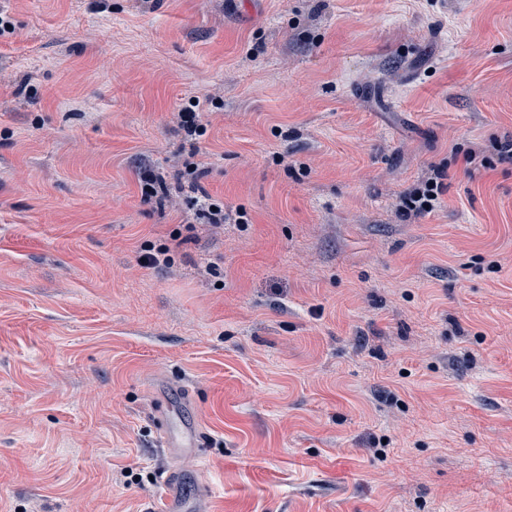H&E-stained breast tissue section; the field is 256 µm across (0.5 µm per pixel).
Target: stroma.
<instances>
[{
    "label": "stroma",
    "instance_id": "obj_1",
    "mask_svg": "<svg viewBox=\"0 0 512 512\" xmlns=\"http://www.w3.org/2000/svg\"><path fill=\"white\" fill-rule=\"evenodd\" d=\"M0 13V512H512V0ZM443 184L436 180H429L424 187L405 199L403 212L406 214L429 213L434 209L435 201L442 192ZM159 425L161 446L170 456L199 454L202 451L199 429L181 419L180 415L168 406L162 409ZM200 501V494L191 495L182 488L179 472L170 470L163 481L158 505L148 512H199Z\"/></svg>",
    "mask_w": 512,
    "mask_h": 512
}]
</instances>
